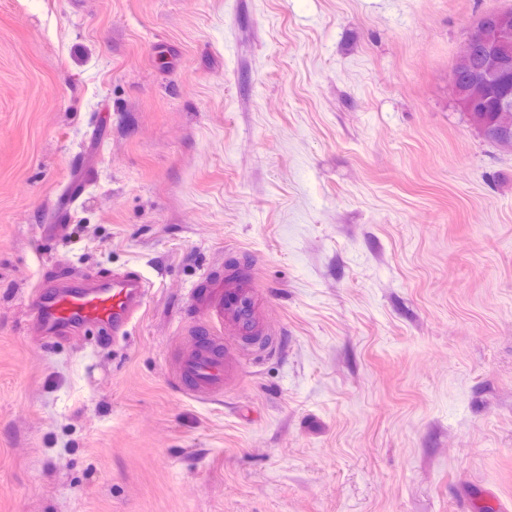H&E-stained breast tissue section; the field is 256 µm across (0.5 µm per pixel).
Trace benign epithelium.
Listing matches in <instances>:
<instances>
[{
	"mask_svg": "<svg viewBox=\"0 0 512 512\" xmlns=\"http://www.w3.org/2000/svg\"><path fill=\"white\" fill-rule=\"evenodd\" d=\"M512 38V8L484 14L470 25L451 74V87L457 105L465 112L475 111V93L499 82L512 68V57L504 48ZM482 64L471 65L475 53ZM467 75L466 82L460 76Z\"/></svg>",
	"mask_w": 512,
	"mask_h": 512,
	"instance_id": "benign-epithelium-1",
	"label": "benign epithelium"
}]
</instances>
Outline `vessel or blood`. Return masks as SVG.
<instances>
[{"mask_svg": "<svg viewBox=\"0 0 512 512\" xmlns=\"http://www.w3.org/2000/svg\"><path fill=\"white\" fill-rule=\"evenodd\" d=\"M152 286L134 270L77 277L66 273L43 280L29 294V313L41 324L43 340H56L97 329L106 336L126 335L140 314ZM256 282L235 273L206 271L201 288L191 295L192 306L204 316L186 328L192 338L172 366L170 381L193 399L223 397L231 378L224 359V327L232 325L240 337L261 342L255 308Z\"/></svg>", "mask_w": 512, "mask_h": 512, "instance_id": "vessel-or-blood-1", "label": "vessel or blood"}]
</instances>
